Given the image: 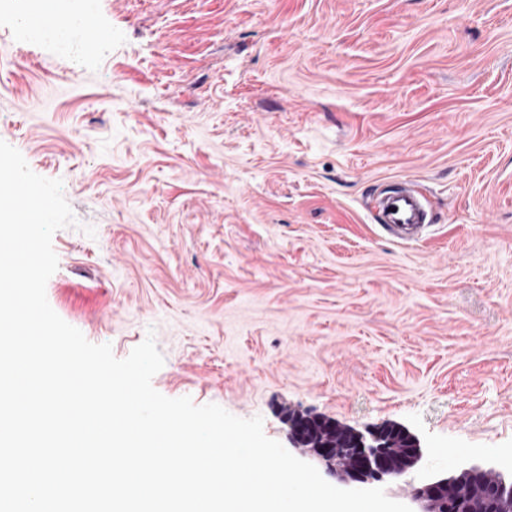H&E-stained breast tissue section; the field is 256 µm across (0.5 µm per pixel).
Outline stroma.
Masks as SVG:
<instances>
[{"instance_id": "stroma-1", "label": "stroma", "mask_w": 512, "mask_h": 512, "mask_svg": "<svg viewBox=\"0 0 512 512\" xmlns=\"http://www.w3.org/2000/svg\"><path fill=\"white\" fill-rule=\"evenodd\" d=\"M93 2V51L0 0V141L63 182L52 309L125 358L154 334L169 398L394 424L380 481L512 479V0ZM412 178L437 220L395 242L366 210ZM94 227L95 237L84 234Z\"/></svg>"}]
</instances>
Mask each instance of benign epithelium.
<instances>
[{
    "label": "benign epithelium",
    "mask_w": 512,
    "mask_h": 512,
    "mask_svg": "<svg viewBox=\"0 0 512 512\" xmlns=\"http://www.w3.org/2000/svg\"><path fill=\"white\" fill-rule=\"evenodd\" d=\"M405 448L390 447V442L376 430L354 434L353 447H343L338 440L325 448L311 449L333 472L348 482L365 484L397 477L411 468L420 456L417 440L404 436ZM486 482L494 493L493 500L482 512H498L497 502L512 500V482L493 469L472 466L457 475L429 480L413 491L412 498L422 505L420 512H473L469 499L459 495L465 482Z\"/></svg>",
    "instance_id": "7a95c632"
}]
</instances>
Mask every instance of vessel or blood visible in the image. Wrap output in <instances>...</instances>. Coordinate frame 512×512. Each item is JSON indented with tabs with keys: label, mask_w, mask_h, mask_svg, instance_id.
<instances>
[{
	"label": "vessel or blood",
	"mask_w": 512,
	"mask_h": 512,
	"mask_svg": "<svg viewBox=\"0 0 512 512\" xmlns=\"http://www.w3.org/2000/svg\"><path fill=\"white\" fill-rule=\"evenodd\" d=\"M375 220L400 244L422 240L433 220L419 183L408 180L397 192L377 199Z\"/></svg>",
	"instance_id": "vessel-or-blood-1"
}]
</instances>
